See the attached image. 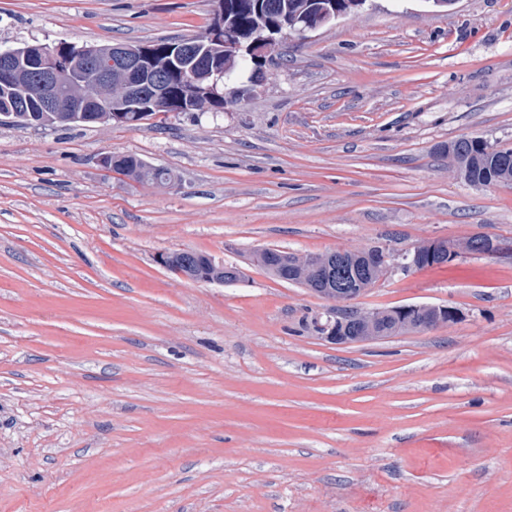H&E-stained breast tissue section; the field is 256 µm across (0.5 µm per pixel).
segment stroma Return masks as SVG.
I'll list each match as a JSON object with an SVG mask.
<instances>
[{"mask_svg":"<svg viewBox=\"0 0 512 512\" xmlns=\"http://www.w3.org/2000/svg\"><path fill=\"white\" fill-rule=\"evenodd\" d=\"M216 6L0 0V48L177 41ZM282 52L220 112L0 123V512H512V254L393 273L364 304L459 319L350 345L306 328L323 298L248 262L512 243V189L443 151L512 147V0H369ZM181 249L246 279L157 263ZM99 164L139 183L164 185L172 180L169 172L154 168L135 156L117 157V162L112 169V154H105L99 158ZM165 175H168L167 180L164 178ZM194 255L195 259L189 257L186 252L187 250H175L170 251L168 253H160L157 257V262L163 266L164 268L168 269L169 262L167 260H170L171 267H184L186 263L193 262L196 264L197 262H202L204 259H207V255L189 250ZM178 272L177 275H180L181 277L193 281V282H199V283H218V284H238L240 283V280L236 277L233 278H225V276H234L236 274L241 275V277H244L243 272L240 270L237 266H224L223 264L219 265L218 267L215 266L214 261L208 257L207 263H203L198 268H192V269H184L175 271ZM399 311L405 317L404 323L394 332L399 334L447 326L456 321L459 316V312L455 308L445 305H403L399 308ZM425 313H428L431 317L428 325L419 323V317Z\"/></svg>","mask_w":512,"mask_h":512,"instance_id":"35a3bbf8","label":"stroma"}]
</instances>
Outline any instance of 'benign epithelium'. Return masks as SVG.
Here are the masks:
<instances>
[{"mask_svg":"<svg viewBox=\"0 0 512 512\" xmlns=\"http://www.w3.org/2000/svg\"><path fill=\"white\" fill-rule=\"evenodd\" d=\"M235 0H218L216 21L209 36L216 41L224 32V18L235 11ZM346 14L339 11L336 0L322 5L318 18L279 14L276 17L275 34L256 32L224 42V62L212 60L210 54L197 43H171L163 50L167 61H157L158 52L148 45L126 43L105 44L92 48H81L75 52L63 48V44L26 45L0 50V89L18 91L15 107L1 112L0 119L15 122L20 113L29 111V84L21 79L22 73L30 74L36 85V100L41 112L40 122L55 125L82 117L91 123L110 124L119 121L125 112H141L148 107L159 109L166 97L165 73L167 69L188 72L191 84L197 88L190 99L189 109L204 112L212 108L213 88L200 84L214 76L229 72L241 51H247L256 60V67L244 89L230 88L224 91V105L237 103L245 94L263 81V62L272 59L280 50L288 33L304 34L327 25H333ZM438 241L424 239L398 254V262L387 264L390 248L385 245L371 247L347 246L314 254H288L286 278L289 283L309 272H319L329 281L322 297L329 303L325 318H317L312 331L317 338L330 344L374 343L387 339L381 328L382 318L390 312L387 307H361L357 302L370 290L361 287L356 272L336 283L332 282L334 263L338 258H369L382 255L385 264L379 269L377 281L381 282L395 270L418 269L423 254L433 250ZM181 277L199 283L238 284L236 277H224V265H215L213 260L197 268L178 271ZM356 314L357 335L344 336L343 311ZM405 317L397 333L406 334L446 326L458 319L459 312L450 306L412 304L399 308ZM429 314L428 324L419 322V317Z\"/></svg>","mask_w":512,"mask_h":512,"instance_id":"obj_1","label":"benign epithelium"}]
</instances>
